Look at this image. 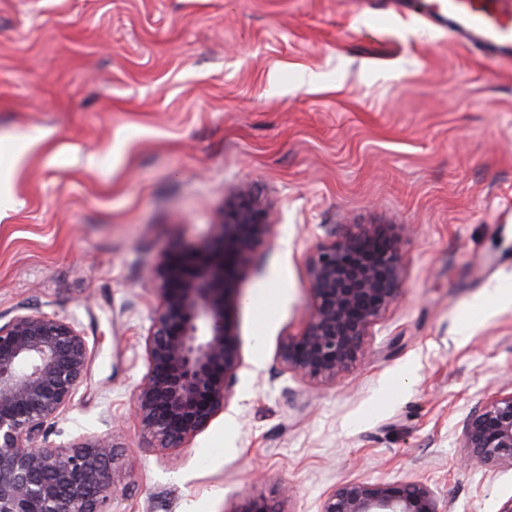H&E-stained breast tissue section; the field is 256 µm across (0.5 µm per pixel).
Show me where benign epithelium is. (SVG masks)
Instances as JSON below:
<instances>
[{
	"label": "benign epithelium",
	"instance_id": "obj_1",
	"mask_svg": "<svg viewBox=\"0 0 512 512\" xmlns=\"http://www.w3.org/2000/svg\"><path fill=\"white\" fill-rule=\"evenodd\" d=\"M272 227L252 186H241L214 225L215 244L166 258L154 283L163 296L145 338L148 369L133 398L158 447L177 448L229 405L241 355L227 311L235 268ZM316 302L300 336L280 350L284 367L328 380L365 355L371 321L398 297L399 238L389 232L344 236L317 247L311 262ZM92 352L64 319L18 312L0 323V512H102L112 497L114 444L91 437L37 445L47 420L71 403ZM461 461L512 470V391L476 405L458 437ZM233 512H279L247 496ZM319 512H447L420 482L337 486Z\"/></svg>",
	"mask_w": 512,
	"mask_h": 512
}]
</instances>
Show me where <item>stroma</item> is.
Instances as JSON below:
<instances>
[{
    "mask_svg": "<svg viewBox=\"0 0 512 512\" xmlns=\"http://www.w3.org/2000/svg\"><path fill=\"white\" fill-rule=\"evenodd\" d=\"M253 185L273 226L240 268L226 410L164 450L133 398L170 253ZM409 224L398 298L330 380L279 359L335 237ZM73 322L93 357L43 447L108 435L106 512H318L349 482L418 481L498 512L468 412L512 387V63L388 0H0V317Z\"/></svg>",
    "mask_w": 512,
    "mask_h": 512,
    "instance_id": "stroma-1",
    "label": "stroma"
}]
</instances>
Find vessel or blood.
Returning <instances> with one entry per match:
<instances>
[{"label": "vessel or blood", "mask_w": 512, "mask_h": 512, "mask_svg": "<svg viewBox=\"0 0 512 512\" xmlns=\"http://www.w3.org/2000/svg\"><path fill=\"white\" fill-rule=\"evenodd\" d=\"M425 18L482 55L512 62V0H426Z\"/></svg>", "instance_id": "obj_1"}]
</instances>
